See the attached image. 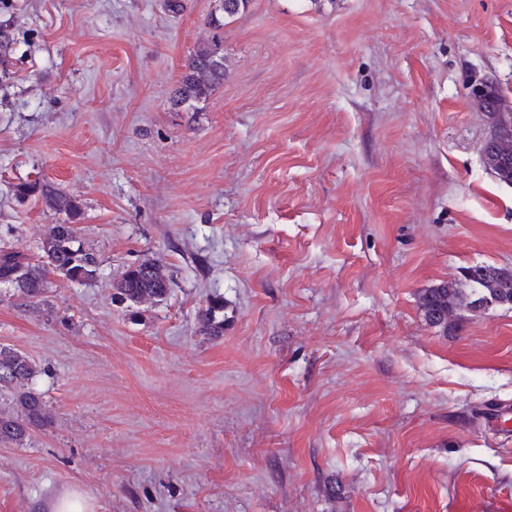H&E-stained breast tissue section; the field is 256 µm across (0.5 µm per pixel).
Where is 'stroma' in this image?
Segmentation results:
<instances>
[{
    "label": "stroma",
    "mask_w": 512,
    "mask_h": 512,
    "mask_svg": "<svg viewBox=\"0 0 512 512\" xmlns=\"http://www.w3.org/2000/svg\"><path fill=\"white\" fill-rule=\"evenodd\" d=\"M220 0H0V240L77 196L88 285L0 290L52 424L0 443V512H512V308L427 322L424 289L512 267V185L472 75L512 99V0H250L226 72L171 108ZM156 258L161 302L117 283ZM224 303V333L199 317ZM223 309L219 300H214L201 316L200 327L204 334L209 336H222L224 333V320L217 321L216 313Z\"/></svg>",
    "instance_id": "35a3bbf8"
}]
</instances>
